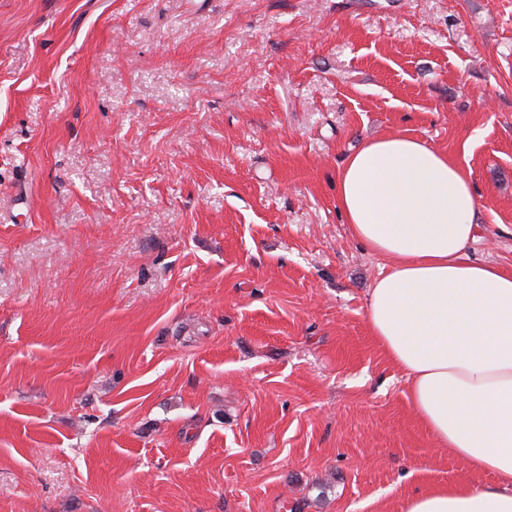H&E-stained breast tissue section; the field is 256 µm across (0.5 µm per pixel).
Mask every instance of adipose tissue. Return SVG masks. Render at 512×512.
<instances>
[{"label":"adipose tissue","mask_w":512,"mask_h":512,"mask_svg":"<svg viewBox=\"0 0 512 512\" xmlns=\"http://www.w3.org/2000/svg\"><path fill=\"white\" fill-rule=\"evenodd\" d=\"M336 197L350 237L389 260L366 321L414 416L435 447L493 477L432 487L401 512H512V273L470 257L480 201L469 170L388 134L347 154Z\"/></svg>","instance_id":"adipose-tissue-1"}]
</instances>
